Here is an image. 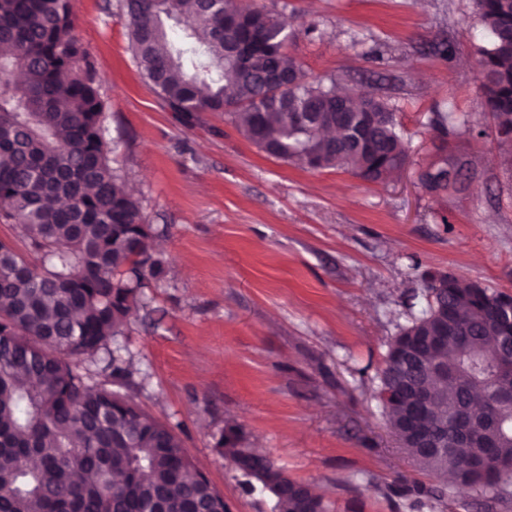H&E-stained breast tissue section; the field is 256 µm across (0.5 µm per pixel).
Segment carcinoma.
Here are the masks:
<instances>
[{
    "instance_id": "1",
    "label": "carcinoma",
    "mask_w": 512,
    "mask_h": 512,
    "mask_svg": "<svg viewBox=\"0 0 512 512\" xmlns=\"http://www.w3.org/2000/svg\"><path fill=\"white\" fill-rule=\"evenodd\" d=\"M133 57L150 89L184 120L225 112L266 154L310 169L384 182L409 159L396 112L374 94L340 91L286 53L278 15L237 0H124ZM487 41L477 48L484 108L512 130V0H477ZM186 18L180 42L167 21ZM72 0H0V222L27 252L0 241V512H225L224 496L188 455L175 427L121 391L132 364L112 350L144 289L168 273L142 205L112 166L105 104ZM243 39L247 61L225 53ZM288 75L271 103L270 81ZM442 136L472 130L436 112ZM451 158L425 170L446 190ZM424 303L389 345L378 396L402 445L428 467L441 501L461 485L487 493L483 512L508 508L512 418L481 427L466 447L429 454L414 429L496 412L512 397V360H499L512 296L454 275L424 285ZM448 329L441 351L431 341ZM99 367L92 373L91 367ZM429 384L434 398L417 401ZM215 449L243 494L268 488L274 512H326L310 485L246 444L238 426Z\"/></svg>"
}]
</instances>
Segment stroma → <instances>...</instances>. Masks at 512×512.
<instances>
[{
    "mask_svg": "<svg viewBox=\"0 0 512 512\" xmlns=\"http://www.w3.org/2000/svg\"><path fill=\"white\" fill-rule=\"evenodd\" d=\"M260 2L288 20V53L307 72L387 97L409 160L378 184L270 157L219 112L186 124L141 76L123 0H74L107 136L121 140L113 165L169 265L119 339L131 393L176 425L229 512L272 506L242 494L214 448L233 423L330 512H413L397 484L436 480L375 398L406 301L430 271L512 294V166L483 107L476 0ZM439 110L467 114L483 136L440 138ZM444 157L466 161L468 178L428 193L418 175Z\"/></svg>",
    "mask_w": 512,
    "mask_h": 512,
    "instance_id": "35a3bbf8",
    "label": "stroma"
}]
</instances>
